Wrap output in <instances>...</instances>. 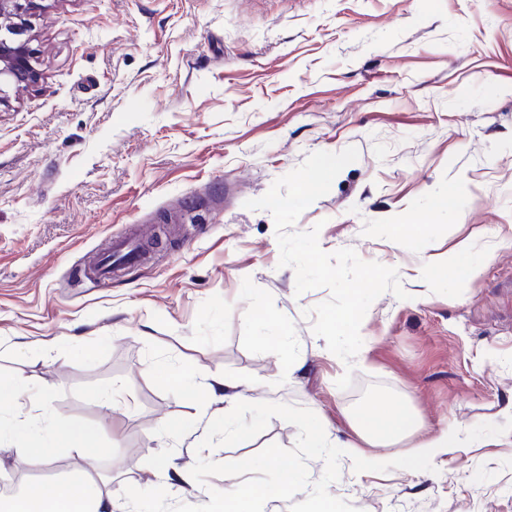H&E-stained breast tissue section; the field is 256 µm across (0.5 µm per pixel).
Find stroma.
Returning a JSON list of instances; mask_svg holds the SVG:
<instances>
[{
  "instance_id": "obj_1",
  "label": "stroma",
  "mask_w": 512,
  "mask_h": 512,
  "mask_svg": "<svg viewBox=\"0 0 512 512\" xmlns=\"http://www.w3.org/2000/svg\"><path fill=\"white\" fill-rule=\"evenodd\" d=\"M31 35L41 79L0 107V379L26 382L54 429L93 427L97 453L41 467L4 448L0 475L55 485L83 468L118 496L166 459L294 446L274 417L198 450L214 409L167 381L181 364L313 411L332 443L402 404L409 431L361 443L370 457L466 440L430 472L342 457L329 492L358 512H512V0H43ZM350 146L295 228L396 268L407 297L371 304L348 365L304 315L329 289L296 294L271 214L244 203ZM140 228L146 262L85 277ZM186 418L192 432L166 434ZM461 442L462 440L458 433L444 431L441 434L423 441L415 446L414 448H417L415 455L417 457L426 458L443 452L448 453V448L464 447Z\"/></svg>"
}]
</instances>
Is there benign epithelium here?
Masks as SVG:
<instances>
[{
  "label": "benign epithelium",
  "instance_id": "benign-epithelium-1",
  "mask_svg": "<svg viewBox=\"0 0 512 512\" xmlns=\"http://www.w3.org/2000/svg\"><path fill=\"white\" fill-rule=\"evenodd\" d=\"M37 9V0H0V106L7 100L5 85L32 87L40 79L38 55L30 46Z\"/></svg>",
  "mask_w": 512,
  "mask_h": 512
}]
</instances>
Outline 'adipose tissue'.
Instances as JSON below:
<instances>
[{"mask_svg":"<svg viewBox=\"0 0 512 512\" xmlns=\"http://www.w3.org/2000/svg\"><path fill=\"white\" fill-rule=\"evenodd\" d=\"M408 423V414L402 405L382 404L365 411L356 426L360 437L367 442L386 445L402 438ZM94 436L91 427L78 423L61 431L37 429L29 431L18 452L48 465L63 445L76 454H84ZM0 512H139V506L133 498L117 503L107 483L80 470L73 480L61 483L52 494L44 493L40 485L28 483L20 493L0 501Z\"/></svg>","mask_w":512,"mask_h":512,"instance_id":"obj_1","label":"adipose tissue"}]
</instances>
